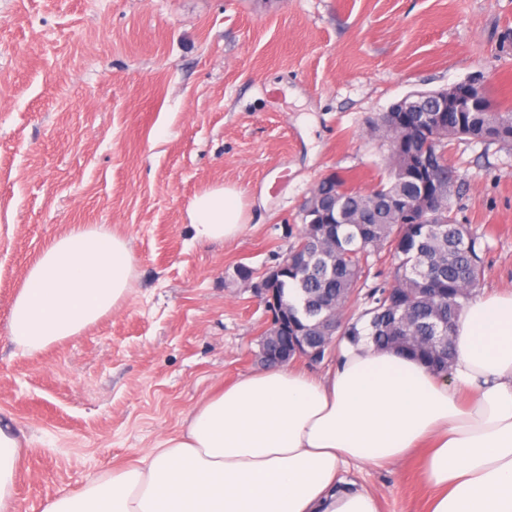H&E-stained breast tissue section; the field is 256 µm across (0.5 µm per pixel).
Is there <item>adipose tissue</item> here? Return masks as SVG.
Masks as SVG:
<instances>
[{"label":"adipose tissue","instance_id":"1","mask_svg":"<svg viewBox=\"0 0 512 512\" xmlns=\"http://www.w3.org/2000/svg\"><path fill=\"white\" fill-rule=\"evenodd\" d=\"M192 239L233 238L240 193L214 186L187 207ZM128 243L78 224L46 246L14 298L8 335L35 354L95 325L125 299ZM451 380L397 350L342 344L325 376L288 364L198 404L136 463L47 502L44 512H380L339 474L424 449L429 512H512V293L475 296L453 328ZM20 439L0 424V512H18Z\"/></svg>","mask_w":512,"mask_h":512}]
</instances>
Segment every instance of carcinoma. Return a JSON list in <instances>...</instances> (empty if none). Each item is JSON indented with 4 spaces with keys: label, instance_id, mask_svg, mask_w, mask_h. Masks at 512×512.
I'll return each instance as SVG.
<instances>
[{
    "label": "carcinoma",
    "instance_id": "carcinoma-1",
    "mask_svg": "<svg viewBox=\"0 0 512 512\" xmlns=\"http://www.w3.org/2000/svg\"><path fill=\"white\" fill-rule=\"evenodd\" d=\"M491 112L450 109L442 122L415 133L419 112H401L400 123L373 127L386 143L384 175L363 191L336 175L311 193L310 224L302 217L297 242L288 252V272L276 285L288 324L278 346H310L330 352L324 336L331 316L336 335L355 344L365 339L378 349L396 348L423 362L438 377L455 360L452 329L484 271V235L460 224L452 212L456 174L448 164V142L460 137L512 148V108L488 100ZM448 185L447 198L425 224L402 222L403 207L427 193L434 182ZM389 259L383 280L367 286L370 269Z\"/></svg>",
    "mask_w": 512,
    "mask_h": 512
}]
</instances>
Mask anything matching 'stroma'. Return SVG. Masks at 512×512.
I'll return each instance as SVG.
<instances>
[{
  "mask_svg": "<svg viewBox=\"0 0 512 512\" xmlns=\"http://www.w3.org/2000/svg\"><path fill=\"white\" fill-rule=\"evenodd\" d=\"M482 77L512 104V0H0V420L23 442L19 512L142 457L256 372L268 313L237 275L279 263L331 173L367 190L372 122L404 96ZM459 223L492 229L477 294L512 292V150L453 141ZM241 194L231 239L187 207ZM106 224L131 290L97 324L24 355L12 301L46 244ZM380 512H428L416 459L348 466ZM187 217L195 242L204 244L233 238L245 223L240 192L224 185L205 188L189 202Z\"/></svg>",
  "mask_w": 512,
  "mask_h": 512,
  "instance_id": "obj_1",
  "label": "stroma"
}]
</instances>
